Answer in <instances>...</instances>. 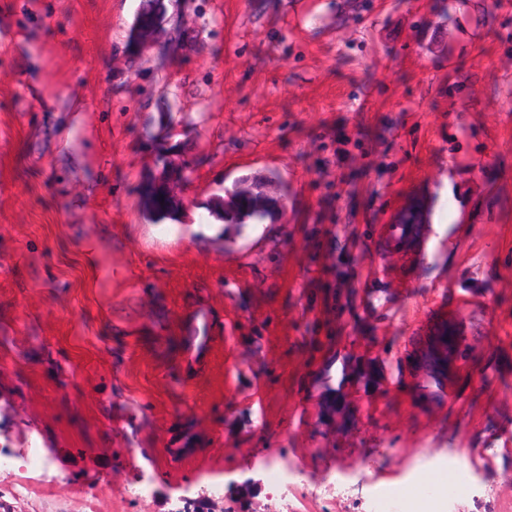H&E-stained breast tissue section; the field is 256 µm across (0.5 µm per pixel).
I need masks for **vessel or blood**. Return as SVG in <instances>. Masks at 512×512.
Returning a JSON list of instances; mask_svg holds the SVG:
<instances>
[{
    "label": "vessel or blood",
    "instance_id": "b4317fda",
    "mask_svg": "<svg viewBox=\"0 0 512 512\" xmlns=\"http://www.w3.org/2000/svg\"><path fill=\"white\" fill-rule=\"evenodd\" d=\"M434 236L431 209L421 197H411L386 224L376 225L369 242L373 271L390 292L407 294L429 254ZM211 322L206 313L194 314L186 323L183 342L187 349L202 353L209 345ZM470 331L459 308L448 311V327L429 335L419 349L420 373L416 383L446 370L448 364L465 361Z\"/></svg>",
    "mask_w": 512,
    "mask_h": 512
}]
</instances>
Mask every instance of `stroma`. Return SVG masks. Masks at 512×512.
Here are the masks:
<instances>
[{"label":"stroma","mask_w":512,"mask_h":512,"mask_svg":"<svg viewBox=\"0 0 512 512\" xmlns=\"http://www.w3.org/2000/svg\"><path fill=\"white\" fill-rule=\"evenodd\" d=\"M242 178L272 184L279 235L238 265L192 227ZM415 193L436 249L399 299L336 227L367 239ZM442 301L473 350L418 390ZM424 447L512 485V0H0L9 512H199L231 470L225 512L265 499L254 452L407 492ZM211 322L206 313L194 314L186 323L182 338L186 348L200 355L209 345Z\"/></svg>","instance_id":"1"}]
</instances>
